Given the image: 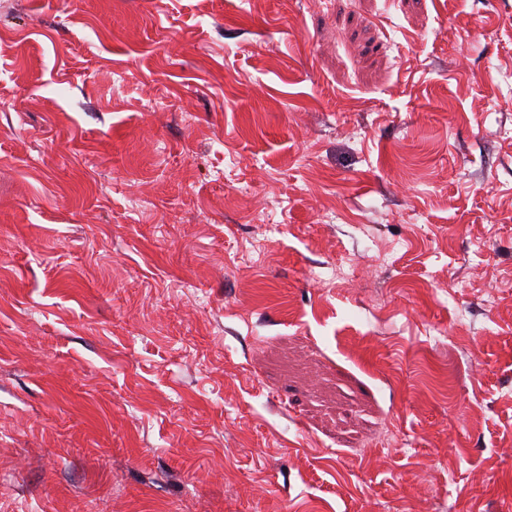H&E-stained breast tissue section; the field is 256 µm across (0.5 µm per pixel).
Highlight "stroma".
<instances>
[{"mask_svg":"<svg viewBox=\"0 0 512 512\" xmlns=\"http://www.w3.org/2000/svg\"><path fill=\"white\" fill-rule=\"evenodd\" d=\"M0 512H512V0H0Z\"/></svg>","mask_w":512,"mask_h":512,"instance_id":"stroma-1","label":"stroma"}]
</instances>
